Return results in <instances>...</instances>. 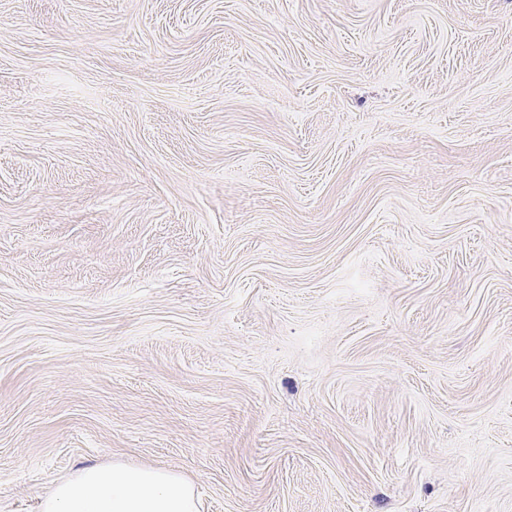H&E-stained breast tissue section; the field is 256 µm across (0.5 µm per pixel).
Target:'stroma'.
I'll return each mask as SVG.
<instances>
[{"label":"stroma","mask_w":512,"mask_h":512,"mask_svg":"<svg viewBox=\"0 0 512 512\" xmlns=\"http://www.w3.org/2000/svg\"><path fill=\"white\" fill-rule=\"evenodd\" d=\"M512 512V0H0V512ZM194 484L168 468L84 466L43 496L41 512H199Z\"/></svg>","instance_id":"35a3bbf8"}]
</instances>
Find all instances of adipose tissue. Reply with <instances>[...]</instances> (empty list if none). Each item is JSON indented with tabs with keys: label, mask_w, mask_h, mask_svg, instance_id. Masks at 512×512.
<instances>
[{
	"label": "adipose tissue",
	"mask_w": 512,
	"mask_h": 512,
	"mask_svg": "<svg viewBox=\"0 0 512 512\" xmlns=\"http://www.w3.org/2000/svg\"><path fill=\"white\" fill-rule=\"evenodd\" d=\"M193 483L168 468L82 467L43 496L41 512H199Z\"/></svg>",
	"instance_id": "1"
}]
</instances>
